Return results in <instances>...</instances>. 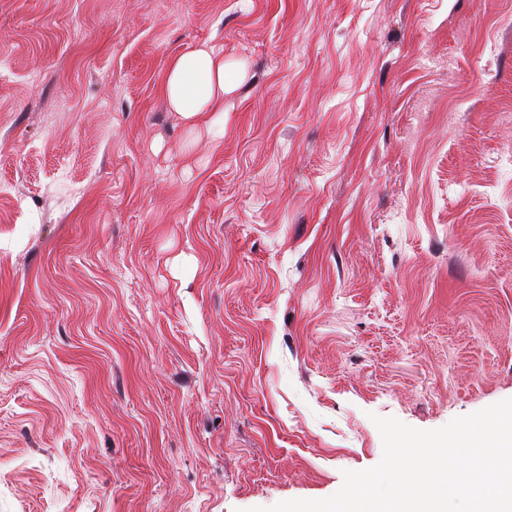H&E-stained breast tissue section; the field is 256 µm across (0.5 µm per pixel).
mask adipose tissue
<instances>
[{
	"mask_svg": "<svg viewBox=\"0 0 512 512\" xmlns=\"http://www.w3.org/2000/svg\"><path fill=\"white\" fill-rule=\"evenodd\" d=\"M238 80L224 55L204 45L171 58L161 81L162 95L171 111L195 125L223 112L224 94Z\"/></svg>",
	"mask_w": 512,
	"mask_h": 512,
	"instance_id": "1",
	"label": "adipose tissue"
}]
</instances>
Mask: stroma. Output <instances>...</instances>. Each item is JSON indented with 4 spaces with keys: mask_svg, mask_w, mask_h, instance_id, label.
Segmentation results:
<instances>
[{
    "mask_svg": "<svg viewBox=\"0 0 512 512\" xmlns=\"http://www.w3.org/2000/svg\"><path fill=\"white\" fill-rule=\"evenodd\" d=\"M511 154L512 0H0V512L323 499L512 398ZM238 71L224 63V54L204 44L171 58L161 81L162 95L172 112L186 123L224 120V93L238 80Z\"/></svg>",
    "mask_w": 512,
    "mask_h": 512,
    "instance_id": "1",
    "label": "stroma"
}]
</instances>
